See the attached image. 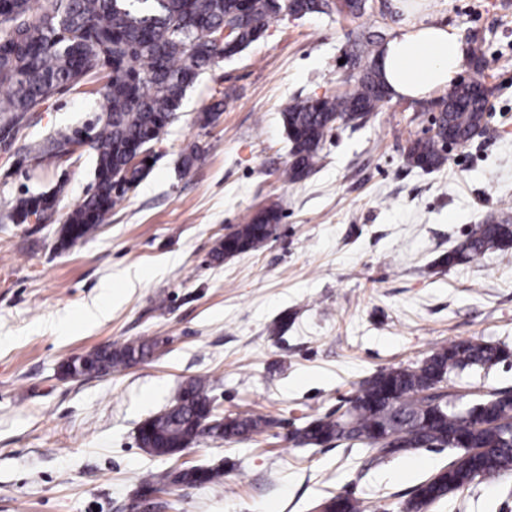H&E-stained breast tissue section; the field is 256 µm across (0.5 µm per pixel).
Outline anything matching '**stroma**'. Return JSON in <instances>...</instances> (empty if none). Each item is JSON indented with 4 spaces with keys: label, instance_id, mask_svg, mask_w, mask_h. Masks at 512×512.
I'll use <instances>...</instances> for the list:
<instances>
[{
    "label": "stroma",
    "instance_id": "35a3bbf8",
    "mask_svg": "<svg viewBox=\"0 0 512 512\" xmlns=\"http://www.w3.org/2000/svg\"><path fill=\"white\" fill-rule=\"evenodd\" d=\"M371 2L355 19L279 15L208 68L156 144L150 174L74 247H59V229L91 188L93 159L46 167L28 150L101 114L106 75L56 91L11 153L0 151V512H140L145 473L192 466L221 473L173 487L161 512H315L332 492L368 512H401L413 486L454 458L420 448L379 460L360 444L293 439L347 407L363 380L443 344L512 350V247L441 263L472 225L512 217V0H417L412 10ZM429 23L482 43L486 130L438 170L407 166L429 104L393 98L365 125L333 130L316 170L285 181L283 108L345 91L358 34ZM219 98L223 112L202 123ZM193 148L200 158L184 168ZM53 189L52 221L14 223L16 197ZM272 203L276 236L214 261L225 229ZM106 281L110 315L86 320ZM139 338L161 341L146 362L80 379L60 372L72 357ZM196 376L211 381L221 413L262 415L272 427L253 438L205 435L178 457L148 454L141 423ZM456 385L466 404L512 388V359L462 372ZM428 512H512V478L474 482Z\"/></svg>",
    "mask_w": 512,
    "mask_h": 512
}]
</instances>
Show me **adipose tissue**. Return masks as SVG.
<instances>
[{
  "label": "adipose tissue",
  "instance_id": "ef3b65f1",
  "mask_svg": "<svg viewBox=\"0 0 512 512\" xmlns=\"http://www.w3.org/2000/svg\"><path fill=\"white\" fill-rule=\"evenodd\" d=\"M466 56L467 46L456 28L432 24L389 40L378 65L395 97L418 102L451 87Z\"/></svg>",
  "mask_w": 512,
  "mask_h": 512
}]
</instances>
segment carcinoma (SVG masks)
Here are the masks:
<instances>
[{"label":"carcinoma","mask_w":512,"mask_h":512,"mask_svg":"<svg viewBox=\"0 0 512 512\" xmlns=\"http://www.w3.org/2000/svg\"><path fill=\"white\" fill-rule=\"evenodd\" d=\"M367 0H0V143L8 151L36 111L60 87L78 86L108 69L99 90L106 109L90 127L58 131L36 150L52 163L79 160L86 147L94 155V186L61 228L60 244L71 246L94 236L124 197L123 183L132 186L150 170L130 166V150L154 144L175 118L186 89L219 59H229L257 41L270 21L282 12L365 14ZM233 30L236 45L224 49L219 35ZM379 35L358 43L351 55L354 73L341 93L295 100L281 112L291 144L285 180L296 182L320 162L326 137L337 124L357 126L378 112L390 93L377 66ZM469 63L476 77L461 81L433 104L428 136L411 141L405 161L411 167L438 170L448 161L446 140L453 128L456 144L475 136L486 119L483 101L474 92L485 67L482 45H474ZM58 192L15 199L12 219L25 224L32 215L52 220ZM281 213L272 205L244 218L234 234L213 251L221 261L250 250L276 235ZM512 246V221L507 218L472 225L466 239L442 259L460 264L492 249ZM156 339L108 345L85 357L99 374L149 357ZM512 353L485 342L460 340L435 350L416 366L382 370L362 383L341 414H327L299 429L304 446L332 441L362 443L380 459L419 448H457L454 459L415 486L403 512H426L477 479L512 476V390L484 393L466 414L454 409L452 376L487 369ZM190 406H168L139 428L140 447L161 456L177 441L190 446L202 433L229 440L260 435L270 420L254 414L209 415L210 382L196 377L185 383L179 398ZM218 471L191 467L147 474L141 497L175 485H202Z\"/></svg>","instance_id":"1"}]
</instances>
